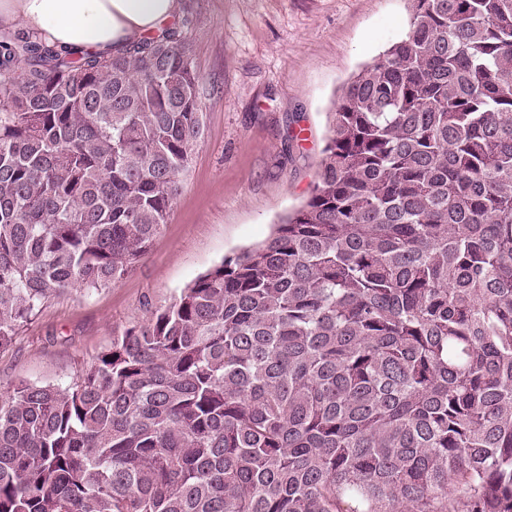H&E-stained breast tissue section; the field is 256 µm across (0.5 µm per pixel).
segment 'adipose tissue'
<instances>
[{
	"mask_svg": "<svg viewBox=\"0 0 512 512\" xmlns=\"http://www.w3.org/2000/svg\"><path fill=\"white\" fill-rule=\"evenodd\" d=\"M180 0H0V25L47 45L107 58L172 27Z\"/></svg>",
	"mask_w": 512,
	"mask_h": 512,
	"instance_id": "ef3b65f1",
	"label": "adipose tissue"
}]
</instances>
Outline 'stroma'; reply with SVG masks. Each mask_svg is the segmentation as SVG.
<instances>
[{
  "label": "stroma",
  "mask_w": 512,
  "mask_h": 512,
  "mask_svg": "<svg viewBox=\"0 0 512 512\" xmlns=\"http://www.w3.org/2000/svg\"><path fill=\"white\" fill-rule=\"evenodd\" d=\"M205 128L162 234L115 286L48 303L0 351L18 380L68 383L113 336L237 248L263 242L313 181L341 85L399 41L406 0H181ZM300 121H293V114Z\"/></svg>",
  "instance_id": "1"
}]
</instances>
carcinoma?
Returning a JSON list of instances; mask_svg holds the SVG:
<instances>
[{"instance_id": "obj_1", "label": "carcinoma", "mask_w": 512, "mask_h": 512, "mask_svg": "<svg viewBox=\"0 0 512 512\" xmlns=\"http://www.w3.org/2000/svg\"><path fill=\"white\" fill-rule=\"evenodd\" d=\"M408 4L269 238L0 395V512H512V0ZM188 29L0 39V351L162 233L203 133Z\"/></svg>"}]
</instances>
